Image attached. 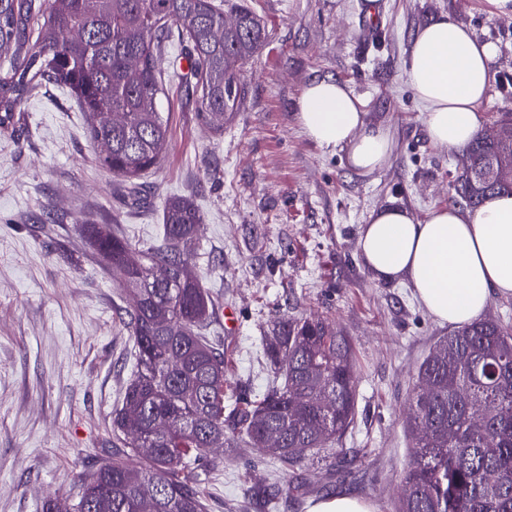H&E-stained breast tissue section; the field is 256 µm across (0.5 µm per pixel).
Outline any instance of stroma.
<instances>
[{
	"label": "stroma",
	"mask_w": 512,
	"mask_h": 512,
	"mask_svg": "<svg viewBox=\"0 0 512 512\" xmlns=\"http://www.w3.org/2000/svg\"><path fill=\"white\" fill-rule=\"evenodd\" d=\"M361 0H244L268 39L243 67L247 97L222 133L199 119L194 98L168 85L169 147L130 203L95 160L86 118L70 93L37 86L0 128V512L73 503L117 445L111 414L134 367L119 322L129 298L83 230L110 224L130 241L159 243L163 207L190 197L203 216L192 268L213 300L209 332L223 345L234 392L262 394L272 375L261 338L274 319L319 316L353 342L354 427L305 460L309 484L265 512H307L345 494L396 512L409 462L406 415L416 368L450 324L435 320L404 282L376 280L358 247L362 224L386 206L424 218L461 206V153L433 145L404 72L420 26L448 16L497 51L484 126L512 113V15L491 0H381L367 36ZM345 83L368 118L395 139L387 166L363 175L303 132L296 101L311 81ZM234 313L224 327V310ZM280 480L258 448H229L202 480L209 512H250L254 485Z\"/></svg>",
	"instance_id": "stroma-1"
}]
</instances>
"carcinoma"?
<instances>
[{"instance_id":"carcinoma-1","label":"carcinoma","mask_w":512,"mask_h":512,"mask_svg":"<svg viewBox=\"0 0 512 512\" xmlns=\"http://www.w3.org/2000/svg\"><path fill=\"white\" fill-rule=\"evenodd\" d=\"M34 11V0H0V53L10 60L0 110L13 111L44 81L66 88L86 115L97 162L131 196L167 148L161 63L173 38L190 62L186 92L216 132L244 103L241 67L267 39L264 18L230 0H46L29 47ZM489 164L496 180L474 177ZM509 191L512 145L477 137L465 150L459 197L476 206ZM200 224L193 201L173 197L158 244L141 247L107 224L85 227L129 296L122 323L136 362L112 411V433L143 464L101 463L72 512H208L191 473L221 463L220 449L239 439L292 472L354 424L353 346L319 316L273 321L263 337L265 365L281 381L254 400H225L224 350L207 331L212 300L191 268ZM411 407L397 512H512V327L478 320L440 338L418 368ZM301 490L290 480L254 495L260 504Z\"/></svg>"}]
</instances>
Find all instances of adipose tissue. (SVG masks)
<instances>
[{"label":"adipose tissue","mask_w":512,"mask_h":512,"mask_svg":"<svg viewBox=\"0 0 512 512\" xmlns=\"http://www.w3.org/2000/svg\"><path fill=\"white\" fill-rule=\"evenodd\" d=\"M495 58L491 43L454 19L416 30L404 69L436 146L460 151L479 135L478 106ZM296 112L308 138L321 149L343 151L354 171L371 174L389 163L395 146L390 127L370 122L344 83L330 77L310 82ZM358 245L377 280L406 282L443 323H471L492 296H512V194L488 196L473 209L439 208L422 220L388 206L369 216Z\"/></svg>","instance_id":"1"}]
</instances>
